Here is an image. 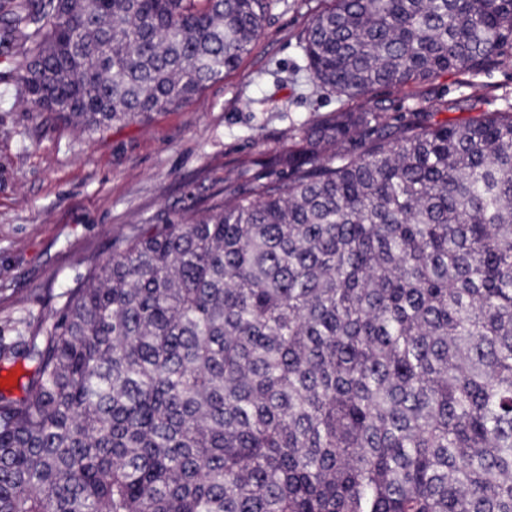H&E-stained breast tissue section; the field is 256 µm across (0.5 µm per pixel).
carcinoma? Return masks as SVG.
Listing matches in <instances>:
<instances>
[{"label": "carcinoma", "instance_id": "carcinoma-1", "mask_svg": "<svg viewBox=\"0 0 512 512\" xmlns=\"http://www.w3.org/2000/svg\"><path fill=\"white\" fill-rule=\"evenodd\" d=\"M271 0H0L29 111L92 135L234 72ZM311 81L479 73L512 0H327ZM303 124L0 340V512H512V111ZM32 369L33 366L30 363L20 360L14 364H2V369L0 364V390L8 383L7 387L11 388L15 395H20L18 388L19 379L29 374Z\"/></svg>", "mask_w": 512, "mask_h": 512}]
</instances>
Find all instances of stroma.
Instances as JSON below:
<instances>
[{
	"instance_id": "obj_1",
	"label": "stroma",
	"mask_w": 512,
	"mask_h": 512,
	"mask_svg": "<svg viewBox=\"0 0 512 512\" xmlns=\"http://www.w3.org/2000/svg\"><path fill=\"white\" fill-rule=\"evenodd\" d=\"M324 0H273L240 68L177 111L86 137L27 111L16 75L21 51L0 54V336L47 320L67 289L105 262L112 241L207 204L250 179L253 160L287 150L293 128L347 107L313 84L303 32ZM481 97L512 109V57L426 88L378 90L393 124L426 100Z\"/></svg>"
}]
</instances>
